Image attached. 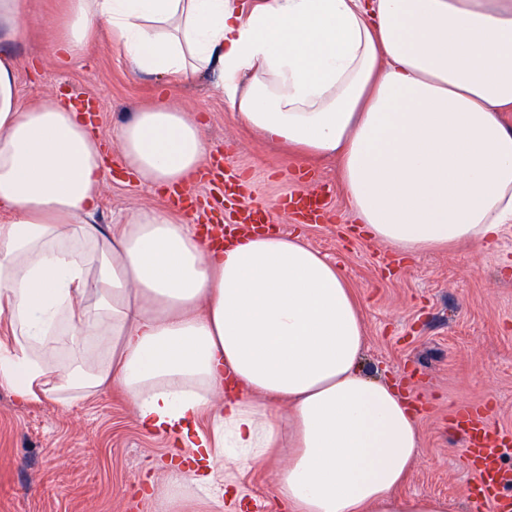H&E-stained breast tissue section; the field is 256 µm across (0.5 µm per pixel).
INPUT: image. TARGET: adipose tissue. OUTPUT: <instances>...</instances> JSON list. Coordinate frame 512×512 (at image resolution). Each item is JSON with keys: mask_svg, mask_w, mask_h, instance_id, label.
<instances>
[{"mask_svg": "<svg viewBox=\"0 0 512 512\" xmlns=\"http://www.w3.org/2000/svg\"><path fill=\"white\" fill-rule=\"evenodd\" d=\"M103 28L133 70L217 72L240 125L335 160L353 220L395 255L489 246L512 224V0H65L58 52L81 59ZM113 137L155 188L208 165L198 123L165 104ZM102 163L76 105L21 106L0 53V388L71 405L119 387L205 488L278 460L288 512H447L397 492L417 410L363 374L339 268L299 235L222 245L168 209L100 226Z\"/></svg>", "mask_w": 512, "mask_h": 512, "instance_id": "adipose-tissue-1", "label": "adipose tissue"}]
</instances>
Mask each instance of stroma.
<instances>
[{"mask_svg":"<svg viewBox=\"0 0 512 512\" xmlns=\"http://www.w3.org/2000/svg\"><path fill=\"white\" fill-rule=\"evenodd\" d=\"M63 9L64 0H32L28 36L8 49L22 106L66 96L98 101L92 131L105 170L96 223L167 204V193L128 171L113 127L161 100L195 116L210 154L229 159L257 186L254 199L276 230L301 234L340 268L365 323L368 371L405 383L420 404V448L400 494L440 497L448 512H481L452 417L480 404L492 427L512 430V224L491 249L469 245L403 261L357 232L340 234L352 218L335 162L304 159L242 128L211 73L169 82L131 71L108 30L80 60L62 63L55 39ZM303 187L325 192L327 222L304 224L282 208L284 191ZM276 468L239 464L248 512H282ZM184 471L167 440L140 427L119 389L70 406H22L0 389V512H169L167 501H149L142 489L147 479L162 487Z\"/></svg>","mask_w":512,"mask_h":512,"instance_id":"35a3bbf8","label":"stroma"}]
</instances>
